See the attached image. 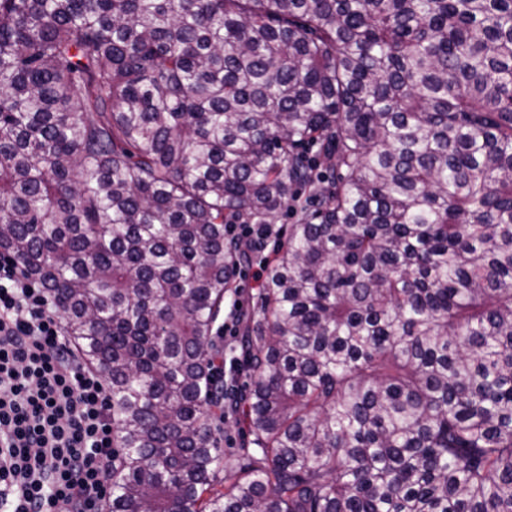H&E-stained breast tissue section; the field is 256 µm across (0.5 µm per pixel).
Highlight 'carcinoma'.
Instances as JSON below:
<instances>
[{"label": "carcinoma", "instance_id": "cac0c4a2", "mask_svg": "<svg viewBox=\"0 0 512 512\" xmlns=\"http://www.w3.org/2000/svg\"><path fill=\"white\" fill-rule=\"evenodd\" d=\"M290 206L226 464V227ZM0 249L106 375L110 512H512V0H0ZM219 423L224 424L222 433L218 436L221 439L220 446L224 449V462H229L234 458L239 448L243 446L246 440V432L240 414L232 415L225 420L221 417Z\"/></svg>", "mask_w": 512, "mask_h": 512}]
</instances>
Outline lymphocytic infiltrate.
Masks as SVG:
<instances>
[{
	"label": "lymphocytic infiltrate",
	"mask_w": 512,
	"mask_h": 512,
	"mask_svg": "<svg viewBox=\"0 0 512 512\" xmlns=\"http://www.w3.org/2000/svg\"><path fill=\"white\" fill-rule=\"evenodd\" d=\"M113 451L105 374L50 290L0 252V512H104Z\"/></svg>",
	"instance_id": "lymphocytic-infiltrate-1"
}]
</instances>
